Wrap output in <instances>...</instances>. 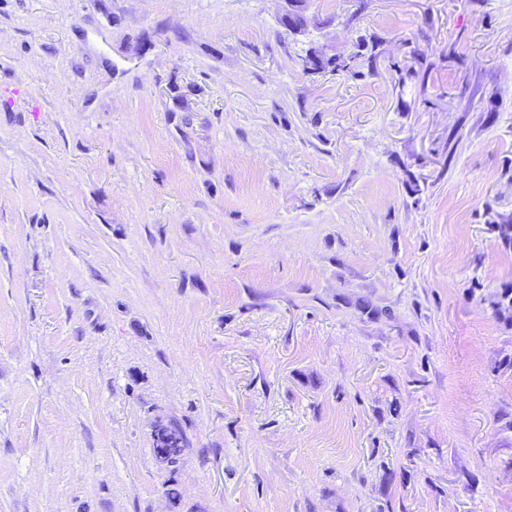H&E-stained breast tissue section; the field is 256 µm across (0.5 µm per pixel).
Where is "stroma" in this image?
I'll return each instance as SVG.
<instances>
[{"mask_svg": "<svg viewBox=\"0 0 512 512\" xmlns=\"http://www.w3.org/2000/svg\"><path fill=\"white\" fill-rule=\"evenodd\" d=\"M283 7L0 0V512H512V0Z\"/></svg>", "mask_w": 512, "mask_h": 512, "instance_id": "obj_1", "label": "stroma"}]
</instances>
